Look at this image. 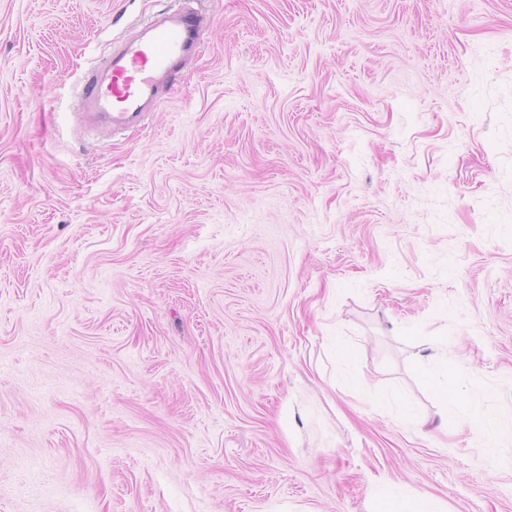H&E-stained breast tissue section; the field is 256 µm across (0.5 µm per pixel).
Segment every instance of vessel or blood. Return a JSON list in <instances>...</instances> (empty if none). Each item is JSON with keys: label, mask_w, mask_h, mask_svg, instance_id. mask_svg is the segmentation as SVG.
I'll return each instance as SVG.
<instances>
[{"label": "vessel or blood", "mask_w": 512, "mask_h": 512, "mask_svg": "<svg viewBox=\"0 0 512 512\" xmlns=\"http://www.w3.org/2000/svg\"><path fill=\"white\" fill-rule=\"evenodd\" d=\"M208 20L184 7L162 13L114 51L103 73L86 77L80 96V123L128 129L139 125L159 87L199 54Z\"/></svg>", "instance_id": "1"}]
</instances>
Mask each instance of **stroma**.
Instances as JSON below:
<instances>
[{
	"instance_id": "35a3bbf8",
	"label": "stroma",
	"mask_w": 512,
	"mask_h": 512,
	"mask_svg": "<svg viewBox=\"0 0 512 512\" xmlns=\"http://www.w3.org/2000/svg\"><path fill=\"white\" fill-rule=\"evenodd\" d=\"M186 3L143 124L80 133L85 76ZM382 483L512 512V0H0V512ZM423 371L432 379V381L442 389L443 393V406L441 411V419L448 422L457 416L461 405L462 399L453 391L448 389L447 385L443 386V366L436 360H430L422 366Z\"/></svg>"
}]
</instances>
